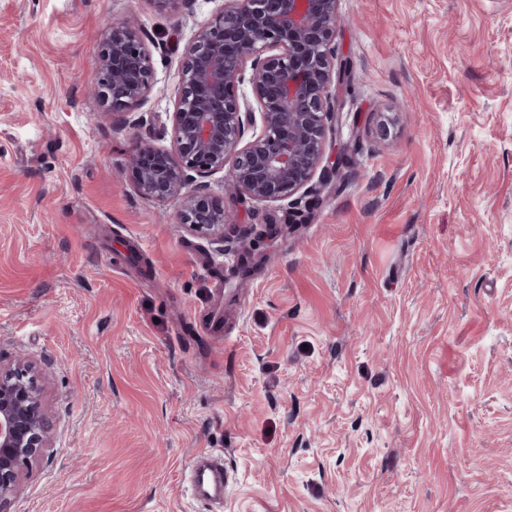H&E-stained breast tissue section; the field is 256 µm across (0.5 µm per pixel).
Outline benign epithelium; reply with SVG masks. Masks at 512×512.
Returning a JSON list of instances; mask_svg holds the SVG:
<instances>
[{"label":"benign epithelium","instance_id":"benign-epithelium-1","mask_svg":"<svg viewBox=\"0 0 512 512\" xmlns=\"http://www.w3.org/2000/svg\"><path fill=\"white\" fill-rule=\"evenodd\" d=\"M337 0H224L182 53L170 112L171 148L137 144L135 189L164 203L183 197L181 219L200 233L224 231V202L205 179L231 165L241 202L310 199L344 176L349 141L339 114L352 64L336 46ZM90 95L122 116L140 106L153 78V51L127 21L109 22ZM250 88V93L242 87ZM320 188H309L314 176ZM192 191H187L189 185ZM52 423L36 366L0 365V510L24 468L50 447Z\"/></svg>","mask_w":512,"mask_h":512}]
</instances>
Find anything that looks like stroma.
Instances as JSON below:
<instances>
[{"label":"stroma","instance_id":"1","mask_svg":"<svg viewBox=\"0 0 512 512\" xmlns=\"http://www.w3.org/2000/svg\"><path fill=\"white\" fill-rule=\"evenodd\" d=\"M223 5L0 0V363L37 364L54 436L6 512H209L186 475L219 448L224 512H512V0H338L343 181L292 226L215 174L202 236L127 154L170 147ZM122 20L165 49L117 126L89 90Z\"/></svg>","mask_w":512,"mask_h":512}]
</instances>
